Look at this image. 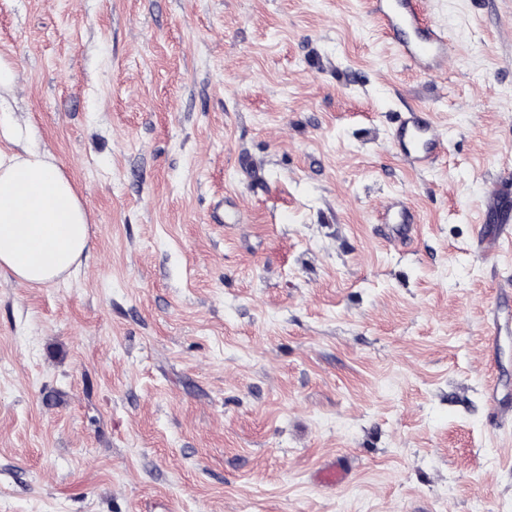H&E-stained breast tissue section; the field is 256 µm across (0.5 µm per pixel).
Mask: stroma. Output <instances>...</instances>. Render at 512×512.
<instances>
[{"label":"stroma","mask_w":512,"mask_h":512,"mask_svg":"<svg viewBox=\"0 0 512 512\" xmlns=\"http://www.w3.org/2000/svg\"><path fill=\"white\" fill-rule=\"evenodd\" d=\"M421 7L434 73L367 0H0V105L91 240L53 283L0 275V512H512V245L479 244L512 0ZM408 110L431 168L392 146ZM424 114L412 110L406 112L392 136L399 157L417 169L433 166L445 153L442 134ZM379 234L391 245L404 246L411 239L415 217L400 200L388 203L379 218ZM349 477L350 471L347 464L333 460L318 472L316 479L321 486L336 489L337 486L345 484Z\"/></svg>","instance_id":"obj_1"}]
</instances>
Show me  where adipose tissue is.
Listing matches in <instances>:
<instances>
[{
	"label": "adipose tissue",
	"instance_id": "obj_1",
	"mask_svg": "<svg viewBox=\"0 0 512 512\" xmlns=\"http://www.w3.org/2000/svg\"><path fill=\"white\" fill-rule=\"evenodd\" d=\"M0 133L21 152H0V271L41 285L68 273L89 246L88 214L50 156L29 145L27 129Z\"/></svg>",
	"mask_w": 512,
	"mask_h": 512
}]
</instances>
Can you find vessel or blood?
Here are the masks:
<instances>
[{
  "label": "vessel or blood",
  "mask_w": 512,
  "mask_h": 512,
  "mask_svg": "<svg viewBox=\"0 0 512 512\" xmlns=\"http://www.w3.org/2000/svg\"><path fill=\"white\" fill-rule=\"evenodd\" d=\"M421 0H370L369 12L394 42L399 54L414 69L423 72L439 70L448 53V36L444 30L428 22L420 8ZM392 141L404 161L417 169L433 166L445 152L440 131L422 112L409 111L398 121ZM492 213L499 228L483 238L486 253L497 254L500 244L511 233L512 197L500 192L492 194ZM415 217L399 200L388 203L379 218V234L391 245H405L411 238ZM350 471L345 462L332 461L317 474L321 486L333 489L345 484Z\"/></svg>",
  "instance_id": "obj_1"
}]
</instances>
